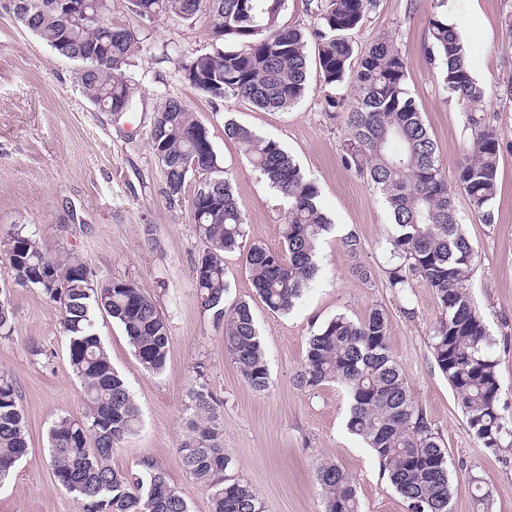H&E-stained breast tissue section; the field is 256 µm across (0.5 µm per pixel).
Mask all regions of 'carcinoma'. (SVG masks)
Listing matches in <instances>:
<instances>
[{"instance_id":"cac0c4a2","label":"carcinoma","mask_w":512,"mask_h":512,"mask_svg":"<svg viewBox=\"0 0 512 512\" xmlns=\"http://www.w3.org/2000/svg\"><path fill=\"white\" fill-rule=\"evenodd\" d=\"M15 18L58 55L79 61L84 95L111 112L130 108L136 84L122 68L140 50L138 34L112 17L109 0H94L92 21L67 23L50 0H19ZM143 18L204 17L213 40L208 52L180 62L183 77L212 100L242 99L264 110L297 105L307 92L308 45L314 44L325 102L344 117L343 164L365 176L385 199L396 233L388 241L390 287L403 292L418 279L434 292L439 318L431 331L433 359L447 378L466 424L485 448L512 447V414H505L498 363L490 334L472 297L475 260L453 199L463 193L472 213L493 223L502 131L484 110L485 87L471 72L465 46L448 23V0H433L427 18L428 59L464 114L469 131L453 181L416 99L407 87L404 54L387 36L360 50L351 38L378 0H310L309 30L284 27L286 0H127ZM65 41H60L63 29ZM224 136L235 141L265 182L288 204L281 224L283 248L245 243V216L224 177L208 128L180 99L160 106L150 130L155 157L170 198L182 195L189 177L195 233L204 250L194 266L199 307L224 323V351L256 392L269 386L264 346L250 305H226L224 256L240 252L253 286L272 313L291 311L321 270L319 246L331 222L319 206V189L281 144L233 119ZM11 278L60 305L68 365L83 389L84 411L61 416L48 431L49 465L58 486L81 512H189L162 467L143 460L136 470L112 466L119 444L139 428V409L125 379L112 367L96 316L105 313L125 331L133 354L149 373L166 365L170 330L154 301L129 281L88 286L93 273L78 257H53L24 226L0 238ZM66 281L54 287L51 276ZM14 312L0 297V335L11 336ZM384 310L352 319L340 313L308 341L301 387L315 391L335 382L350 400L346 423L376 456L380 469L407 503L408 512H452V462L416 403L389 345ZM186 438L179 448L187 473L210 491L212 512H262L257 491L226 475L230 458L212 395L200 385L189 392ZM27 431L12 378L0 372V485L27 454ZM324 512H362L355 478L333 461L317 470ZM477 512H492V498L477 477Z\"/></svg>"}]
</instances>
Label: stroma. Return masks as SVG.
I'll return each instance as SVG.
<instances>
[{
	"label": "stroma",
	"instance_id": "stroma-1",
	"mask_svg": "<svg viewBox=\"0 0 512 512\" xmlns=\"http://www.w3.org/2000/svg\"><path fill=\"white\" fill-rule=\"evenodd\" d=\"M431 0H379L353 32L358 45L391 36L408 65V89L436 141L447 173H454L466 134L464 117L429 64L426 18ZM112 13L141 39L125 68L139 84L130 111L115 116L90 101L78 82L80 62L57 55L0 7V236L13 225L35 232L53 256H77L97 280H130L154 301L170 328L165 368L152 374L131 353L124 329L104 314L96 328L126 378L141 411V426L113 453L119 469L145 459L160 463L190 512H211L205 487L186 473L178 448L186 435L187 393L205 385L224 425L230 476L252 485L264 512H322L315 468L335 460L351 473L364 512H407L383 477L371 449L346 428L348 400L336 385L301 388L296 375L308 340L327 320L362 317L384 309L389 343L416 402L460 471L452 512H475L470 476L493 496V512H512V448H483L468 431L447 379L437 368L429 334L439 317L434 293L422 281L390 288L388 239L394 227L385 202L341 161L342 118H331L317 70L296 106L265 111L243 100L212 102L179 69L181 59L211 49L205 21L146 19L112 0ZM448 21L466 44L474 77L487 86L485 110L503 131L494 221L471 213L464 195L455 208L476 248L472 296L484 315L498 361L502 399L512 405V102L500 88L512 77V0H449ZM176 97L210 131L247 224V242L277 249L286 204L262 181L238 144L224 135L231 118L279 141L319 188L333 227L322 244L324 269L286 314L261 303L239 253L225 257L228 302L250 303L270 370L266 391L252 390L224 351L223 326L197 304L193 268L203 245L195 234L189 200L194 181L170 200L154 156L150 129L161 103ZM357 234L363 248L349 255L342 240ZM8 289L14 331L0 338V371L16 382L29 449L11 479L0 486V512H79L59 490L48 463V428L61 416H80L83 396L67 362L58 303L38 289L14 283L0 257V289Z\"/></svg>",
	"mask_w": 512,
	"mask_h": 512
}]
</instances>
